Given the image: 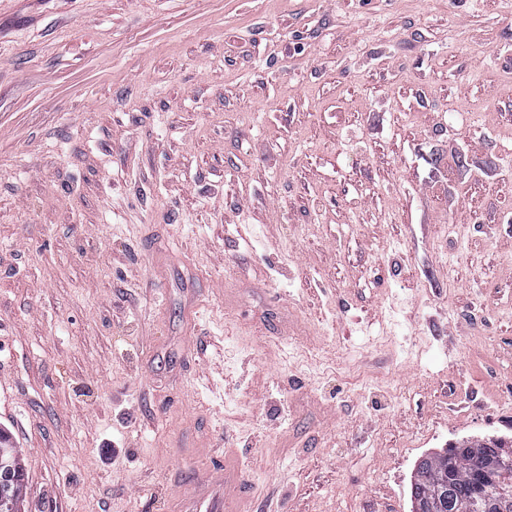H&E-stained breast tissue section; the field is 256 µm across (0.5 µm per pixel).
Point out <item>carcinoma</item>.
<instances>
[{
  "instance_id": "obj_1",
  "label": "carcinoma",
  "mask_w": 512,
  "mask_h": 512,
  "mask_svg": "<svg viewBox=\"0 0 512 512\" xmlns=\"http://www.w3.org/2000/svg\"><path fill=\"white\" fill-rule=\"evenodd\" d=\"M0 463L11 475V488L4 508L19 512L26 494L23 470L9 436L0 430ZM483 449L466 448L449 458L441 453L427 456L423 471L414 474L410 497L421 499L429 512H512V498L501 491L512 488V470L488 474Z\"/></svg>"
}]
</instances>
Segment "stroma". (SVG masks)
I'll list each match as a JSON object with an SVG mask.
<instances>
[{"label": "stroma", "mask_w": 512, "mask_h": 512, "mask_svg": "<svg viewBox=\"0 0 512 512\" xmlns=\"http://www.w3.org/2000/svg\"><path fill=\"white\" fill-rule=\"evenodd\" d=\"M22 512H411L512 438V0H0ZM219 468L222 474L218 480L217 487L206 496H199L198 494L192 496L187 500L192 504V508H186L185 511L195 512H223L224 511V489L229 484H234L236 487L240 480V469L237 466L231 465L225 458L224 463L219 460Z\"/></svg>", "instance_id": "obj_1"}]
</instances>
